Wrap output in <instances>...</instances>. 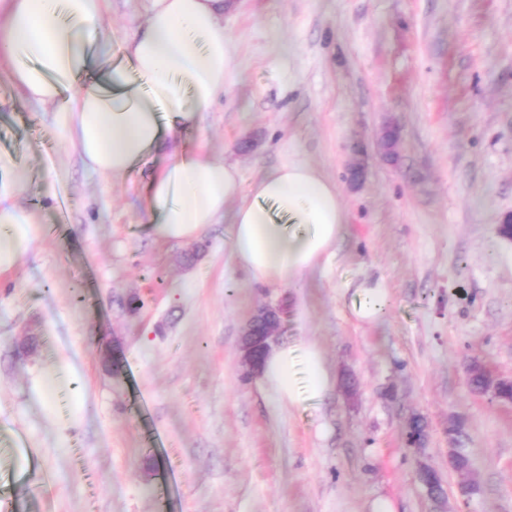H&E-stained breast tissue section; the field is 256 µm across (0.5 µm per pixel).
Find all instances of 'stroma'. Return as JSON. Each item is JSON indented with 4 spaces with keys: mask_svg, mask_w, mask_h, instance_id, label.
<instances>
[{
    "mask_svg": "<svg viewBox=\"0 0 512 512\" xmlns=\"http://www.w3.org/2000/svg\"><path fill=\"white\" fill-rule=\"evenodd\" d=\"M146 8L105 0L113 57ZM224 29L225 94L182 142L246 186L314 165L345 232L299 289L249 284L226 221L155 237L153 159L100 180L0 58V180L24 173L10 203L41 220L0 274V512H512V405L472 393L466 372L512 378V243L496 230L512 211V0H230ZM362 279L391 296L374 323L344 290ZM262 303L283 305V341L321 348V400L288 407L246 376L239 338Z\"/></svg>",
    "mask_w": 512,
    "mask_h": 512,
    "instance_id": "obj_1",
    "label": "stroma"
}]
</instances>
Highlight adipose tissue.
Returning a JSON list of instances; mask_svg holds the SVG:
<instances>
[{
	"label": "adipose tissue",
	"instance_id": "adipose-tissue-1",
	"mask_svg": "<svg viewBox=\"0 0 512 512\" xmlns=\"http://www.w3.org/2000/svg\"><path fill=\"white\" fill-rule=\"evenodd\" d=\"M102 4L0 0V56L13 84L29 101L61 113L84 165L100 178L157 156L144 200L157 237L190 240L228 217L231 258L249 282L300 285L328 262L348 222L336 184L290 161L245 190L236 165L187 150L179 137L199 127L224 94L231 66L226 0H149L144 29L126 39L116 65L100 38ZM23 186L0 184V272L20 263L39 235L32 214L4 204ZM353 293L359 320L378 321L389 305L385 281H359ZM299 356L308 374L303 390L292 381ZM258 383L292 407L322 399L329 388L323 353L313 344L275 346Z\"/></svg>",
	"mask_w": 512,
	"mask_h": 512
}]
</instances>
